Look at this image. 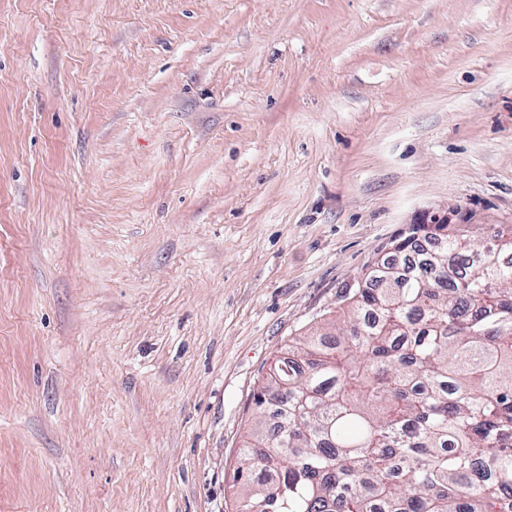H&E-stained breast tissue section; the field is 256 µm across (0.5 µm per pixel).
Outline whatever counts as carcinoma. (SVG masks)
<instances>
[{"label": "carcinoma", "instance_id": "cac0c4a2", "mask_svg": "<svg viewBox=\"0 0 512 512\" xmlns=\"http://www.w3.org/2000/svg\"><path fill=\"white\" fill-rule=\"evenodd\" d=\"M489 237L411 225L412 267L382 261L279 361L237 512H512V226Z\"/></svg>", "mask_w": 512, "mask_h": 512}]
</instances>
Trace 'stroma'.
Segmentation results:
<instances>
[{
	"label": "stroma",
	"instance_id": "stroma-1",
	"mask_svg": "<svg viewBox=\"0 0 512 512\" xmlns=\"http://www.w3.org/2000/svg\"><path fill=\"white\" fill-rule=\"evenodd\" d=\"M447 208L512 225V0H0V512H236L275 361Z\"/></svg>",
	"mask_w": 512,
	"mask_h": 512
}]
</instances>
